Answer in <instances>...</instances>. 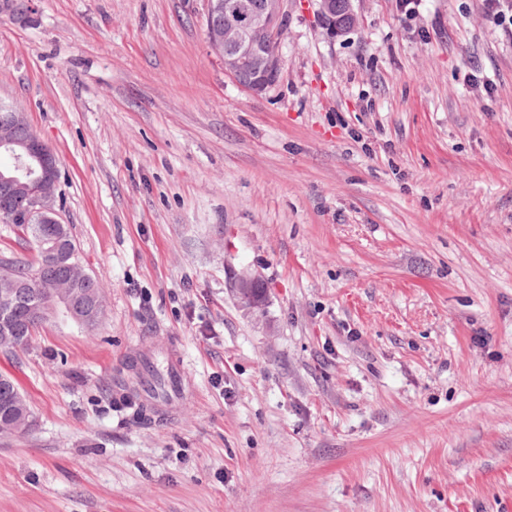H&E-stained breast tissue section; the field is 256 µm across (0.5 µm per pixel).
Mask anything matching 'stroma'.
Wrapping results in <instances>:
<instances>
[{
	"mask_svg": "<svg viewBox=\"0 0 512 512\" xmlns=\"http://www.w3.org/2000/svg\"><path fill=\"white\" fill-rule=\"evenodd\" d=\"M32 7L0 13V102L103 308L0 350L33 413L0 512H512V29L354 0L332 39L284 0L257 95L207 0ZM134 362L184 387L143 420ZM260 284V279L248 271H243L236 276L234 286L240 303L247 309L256 310L264 306L265 293H258L255 290Z\"/></svg>",
	"mask_w": 512,
	"mask_h": 512,
	"instance_id": "stroma-1",
	"label": "stroma"
}]
</instances>
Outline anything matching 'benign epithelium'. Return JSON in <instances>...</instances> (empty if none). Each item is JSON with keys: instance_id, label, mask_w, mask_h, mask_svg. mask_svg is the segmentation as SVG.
<instances>
[{"instance_id": "benign-epithelium-1", "label": "benign epithelium", "mask_w": 512, "mask_h": 512, "mask_svg": "<svg viewBox=\"0 0 512 512\" xmlns=\"http://www.w3.org/2000/svg\"><path fill=\"white\" fill-rule=\"evenodd\" d=\"M32 0H0V12L13 15L30 13ZM316 14L326 34L332 38L351 31L357 24L356 12H350L351 26L339 23L338 0H314ZM206 21L210 45L224 62V71L248 90L259 94L278 80L281 60L277 41L283 33L282 0H207ZM0 148L11 153L12 174H0V215L22 218L23 209L36 216L37 235L45 246V256L61 270L60 288L55 299L60 311L87 326L97 323L98 297L88 288L93 278L75 260V247L66 225L58 219L55 191L58 183V160L53 149L33 132L23 113L0 103ZM260 279L248 271L235 278L240 303L251 310L264 306L265 293L256 288ZM15 282L1 288L8 300L4 314V340L15 341L28 335L31 326L47 319V304L37 298L29 304L23 322L13 318L18 289ZM22 398H0V422L23 421Z\"/></svg>"}]
</instances>
